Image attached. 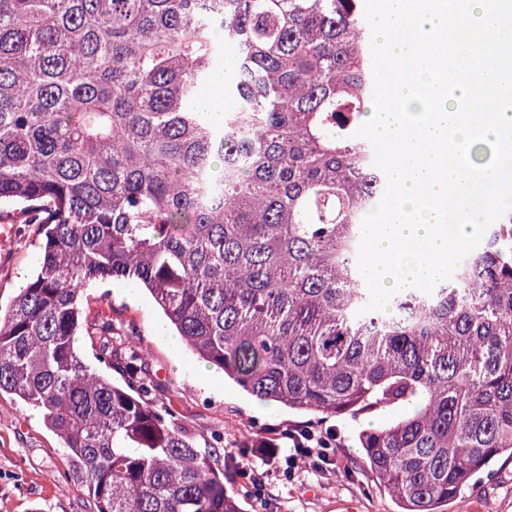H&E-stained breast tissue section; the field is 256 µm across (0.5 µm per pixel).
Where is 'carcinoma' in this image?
I'll return each mask as SVG.
<instances>
[{
  "label": "carcinoma",
  "instance_id": "carcinoma-1",
  "mask_svg": "<svg viewBox=\"0 0 512 512\" xmlns=\"http://www.w3.org/2000/svg\"><path fill=\"white\" fill-rule=\"evenodd\" d=\"M226 56L241 108L215 126L193 103ZM372 91L364 0H0V223L41 251L0 310V394L42 412L96 512H241L136 329L88 308L112 278L260 400L404 409L359 434L401 512H444L512 458V212L431 293L360 313L386 184L354 136Z\"/></svg>",
  "mask_w": 512,
  "mask_h": 512
}]
</instances>
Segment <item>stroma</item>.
I'll return each instance as SVG.
<instances>
[{
	"instance_id": "stroma-1",
	"label": "stroma",
	"mask_w": 512,
	"mask_h": 512,
	"mask_svg": "<svg viewBox=\"0 0 512 512\" xmlns=\"http://www.w3.org/2000/svg\"><path fill=\"white\" fill-rule=\"evenodd\" d=\"M39 262V248L30 237L0 224V307L9 306ZM89 294L92 311L136 326L145 365L164 386L160 403L191 432L197 449L209 452L214 440L223 438L217 465L242 512H399L395 499L370 478L358 434L398 419L402 409L340 418L260 401L175 343L174 331L142 288L115 280ZM302 426L335 434L322 470L313 469L308 458L293 468L287 464L286 435ZM267 440L278 446L277 458L263 453ZM68 470L62 442L42 413L12 395H0V512H93L89 498L67 479ZM447 512H512V459L500 458L491 474L481 475L449 502Z\"/></svg>"
}]
</instances>
